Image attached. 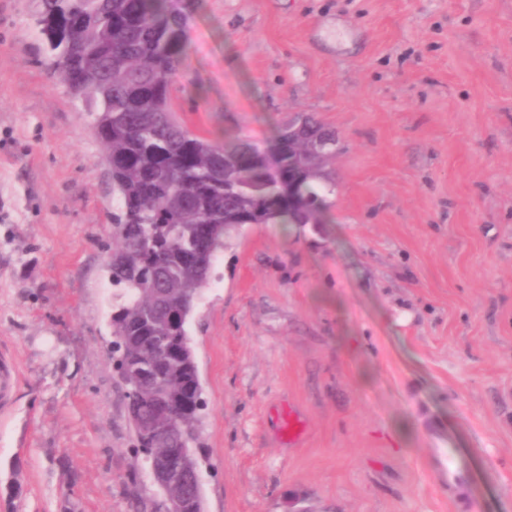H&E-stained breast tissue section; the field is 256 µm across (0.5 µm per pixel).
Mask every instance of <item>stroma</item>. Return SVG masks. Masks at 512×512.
Wrapping results in <instances>:
<instances>
[{
  "label": "stroma",
  "instance_id": "obj_1",
  "mask_svg": "<svg viewBox=\"0 0 512 512\" xmlns=\"http://www.w3.org/2000/svg\"><path fill=\"white\" fill-rule=\"evenodd\" d=\"M38 11L0 0V355L21 373L0 512H154L107 355L112 176ZM187 11L181 120L263 147L311 114L337 139L322 223L243 225L190 320L204 512H512V0Z\"/></svg>",
  "mask_w": 512,
  "mask_h": 512
}]
</instances>
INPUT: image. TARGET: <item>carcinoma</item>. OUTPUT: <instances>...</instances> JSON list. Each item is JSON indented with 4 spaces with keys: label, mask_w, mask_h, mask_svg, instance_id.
Returning <instances> with one entry per match:
<instances>
[{
    "label": "carcinoma",
    "mask_w": 512,
    "mask_h": 512,
    "mask_svg": "<svg viewBox=\"0 0 512 512\" xmlns=\"http://www.w3.org/2000/svg\"><path fill=\"white\" fill-rule=\"evenodd\" d=\"M41 22L51 67L73 98L93 115L95 137L112 173V254L106 262L112 294L108 357L130 399L136 452L167 451L197 461L203 388L188 324L224 240L242 224H289L295 180L310 197L303 218L319 224L328 175L305 152L312 138L335 137L314 117L288 147L278 129L271 155L243 140L218 143L181 121L172 83L188 51L187 16L175 0H42ZM179 415L171 429L142 435L159 401ZM199 512L202 489L193 470L169 490Z\"/></svg>",
    "instance_id": "carcinoma-1"
}]
</instances>
